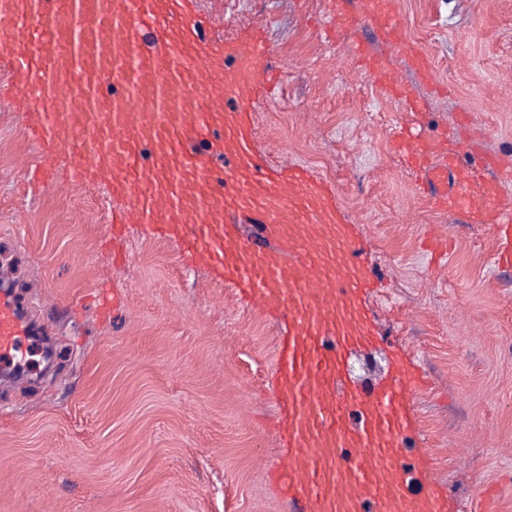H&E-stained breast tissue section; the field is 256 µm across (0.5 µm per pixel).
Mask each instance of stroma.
I'll return each instance as SVG.
<instances>
[{
  "instance_id": "35a3bbf8",
  "label": "stroma",
  "mask_w": 512,
  "mask_h": 512,
  "mask_svg": "<svg viewBox=\"0 0 512 512\" xmlns=\"http://www.w3.org/2000/svg\"><path fill=\"white\" fill-rule=\"evenodd\" d=\"M209 43L268 52L253 90L259 155L308 166L332 189L381 292L375 342L347 356L368 391L398 367L423 382L403 443L429 453L406 491L446 512H512V267L482 226L415 192L391 135L405 111L350 58L385 51L419 100L423 136L459 129L469 156L512 163V0H395L422 80L366 25L331 31L328 0H186ZM0 54V253L14 298L48 341L43 382L0 376V512H294L267 469L283 446L272 393L281 313L260 311L176 230L108 222L122 201L94 176L39 189L38 116ZM456 127V126H455Z\"/></svg>"
}]
</instances>
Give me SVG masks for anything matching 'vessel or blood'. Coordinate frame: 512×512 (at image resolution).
<instances>
[{"mask_svg": "<svg viewBox=\"0 0 512 512\" xmlns=\"http://www.w3.org/2000/svg\"><path fill=\"white\" fill-rule=\"evenodd\" d=\"M344 2L331 0L336 21L372 27L430 74L391 0H359L351 16ZM0 51L15 94L41 118L37 141L72 161L67 187L93 170L132 222L180 226L195 256L287 317L274 389L287 433L280 470L300 512H445L438 496L404 492L410 466L432 465L402 448L418 378L401 370L371 393L337 389L344 353L372 338L361 296L373 270L323 182L302 167L274 177L257 160L246 104L264 48L210 47L184 0H0ZM362 61L416 110L387 82L385 60ZM400 154L437 208L483 225L500 244L496 261L512 265V203L501 198L512 166L462 157L444 135L401 140ZM239 216L264 218L275 247L228 232ZM29 334L1 289L0 358L22 368Z\"/></svg>", "mask_w": 512, "mask_h": 512, "instance_id": "b4317fda", "label": "vessel or blood"}]
</instances>
